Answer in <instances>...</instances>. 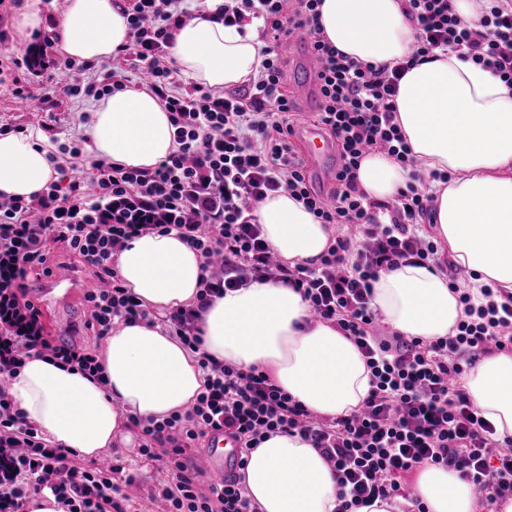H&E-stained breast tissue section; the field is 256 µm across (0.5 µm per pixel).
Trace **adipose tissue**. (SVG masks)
Segmentation results:
<instances>
[{
    "mask_svg": "<svg viewBox=\"0 0 512 512\" xmlns=\"http://www.w3.org/2000/svg\"><path fill=\"white\" fill-rule=\"evenodd\" d=\"M221 0H205L170 48L197 83L221 88L247 80L261 64L255 24L237 29L209 21ZM321 30L339 51L362 62L394 65L414 50V25L402 0H322ZM61 48L81 61L110 57L128 40L122 0H66ZM398 122L423 172L451 174L434 192L433 233L476 283L512 290V87L456 53L413 66L399 84ZM97 159L150 168L173 148V128L158 99L144 91L113 92L86 125ZM49 142L37 134H0V195L30 198L55 174ZM358 183L374 199L394 197L409 172L385 155L361 162ZM263 235L288 261L317 259L328 247L323 224L285 193L257 208ZM204 259L176 233L130 239L117 272L144 308L166 311L189 304ZM373 304L404 336L443 337L463 316L445 278L422 266L380 274ZM308 305L292 288L272 281L215 299L202 320L203 348L221 362L270 371L276 382L327 417L357 409L370 371L353 341L324 324H307ZM100 377L45 356L24 358L11 383L21 411L53 445L93 459L111 446L129 415L163 419L199 393L195 358L158 324H119L105 340ZM464 386L499 436L512 438V354L484 357ZM243 485L260 512H335L337 487L320 453L297 436L266 437L249 455ZM415 489L429 512H479L470 485L456 472L421 468Z\"/></svg>",
    "mask_w": 512,
    "mask_h": 512,
    "instance_id": "adipose-tissue-1",
    "label": "adipose tissue"
}]
</instances>
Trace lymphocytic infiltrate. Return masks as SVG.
<instances>
[{"label":"lymphocytic infiltrate","instance_id":"lymphocytic-infiltrate-1","mask_svg":"<svg viewBox=\"0 0 512 512\" xmlns=\"http://www.w3.org/2000/svg\"><path fill=\"white\" fill-rule=\"evenodd\" d=\"M320 4L224 0L213 21L241 27L259 20L263 42L258 73L224 92L184 85L169 52L176 31L196 16L194 0H126L129 41L98 70L47 57L39 45L21 56L0 53V86L15 98H31L33 76L41 79L46 101L58 77L79 100H98L135 82L159 100L174 128L172 151L154 167L94 159L77 138L49 156L61 179L28 200L0 199V512H24L29 497L46 489L66 512H135L121 458L107 468L86 465L75 450L46 444L10 395V381L31 355L83 372L98 368L86 348L51 338L29 299V273L46 267L56 247L78 258L99 283L86 296L97 337L122 322L158 321L197 356L203 385L194 403L160 422L134 421L140 457L162 464L165 477L151 497L167 512H259L240 474L203 485L191 455L211 429L239 441L245 457L267 434L300 436L336 480V512L404 497L405 476L425 465L457 472L487 503L512 499V438L497 436L462 384L478 355L512 349V290L452 285L463 316L450 334L435 339L380 334L373 304L381 272L403 265L437 274L448 268L421 221L433 200L428 181L445 184L451 176L419 175L397 121L398 85L415 63L448 51L511 85L512 0H486L475 25L457 13L454 0H405L416 49L391 67L336 50L320 33ZM293 27L312 38L321 92L316 119L338 150L328 201L310 185L290 139L296 106L284 83L281 47ZM375 151L410 171L406 188L388 200L369 197L357 181L361 158ZM281 192L331 228L318 260L285 261L263 238L258 205ZM172 231L201 253L204 265L194 301L160 317L125 287L116 263L132 237ZM255 281L293 288L311 321L355 342L371 371L357 410L318 416L268 372L230 366L203 351L199 323L213 299Z\"/></svg>","mask_w":512,"mask_h":512}]
</instances>
